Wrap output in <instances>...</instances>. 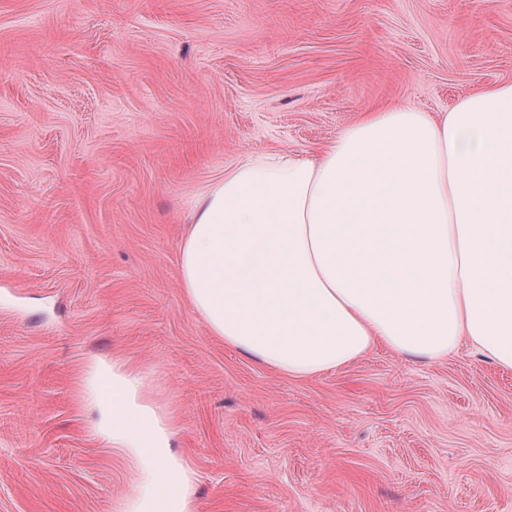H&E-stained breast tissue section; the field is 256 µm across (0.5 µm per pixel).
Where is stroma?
I'll list each match as a JSON object with an SVG mask.
<instances>
[{"mask_svg": "<svg viewBox=\"0 0 512 512\" xmlns=\"http://www.w3.org/2000/svg\"><path fill=\"white\" fill-rule=\"evenodd\" d=\"M512 81V0H0V512H122L89 358L174 412L192 512H512V370L379 345L291 379L180 287L187 205L251 154Z\"/></svg>", "mask_w": 512, "mask_h": 512, "instance_id": "35a3bbf8", "label": "stroma"}]
</instances>
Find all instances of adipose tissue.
<instances>
[{
	"instance_id": "adipose-tissue-1",
	"label": "adipose tissue",
	"mask_w": 512,
	"mask_h": 512,
	"mask_svg": "<svg viewBox=\"0 0 512 512\" xmlns=\"http://www.w3.org/2000/svg\"><path fill=\"white\" fill-rule=\"evenodd\" d=\"M191 309L226 347L292 379L376 345L438 360L461 345L512 369V82L431 115L392 106L318 153L266 152L192 203ZM95 436L141 479L126 512H190L175 417L121 357L91 360Z\"/></svg>"
}]
</instances>
